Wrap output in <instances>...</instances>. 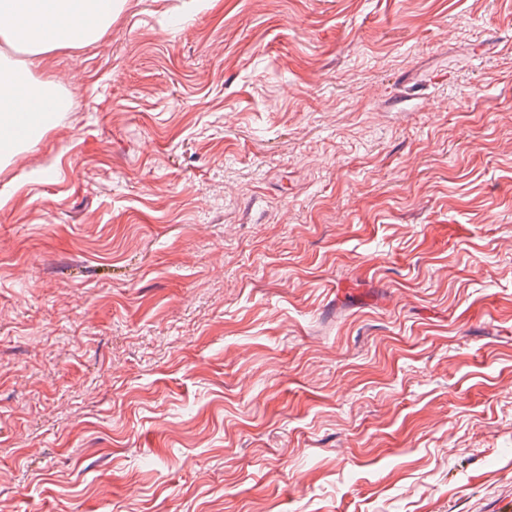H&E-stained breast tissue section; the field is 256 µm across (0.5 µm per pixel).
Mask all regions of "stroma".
<instances>
[{
	"label": "stroma",
	"mask_w": 512,
	"mask_h": 512,
	"mask_svg": "<svg viewBox=\"0 0 512 512\" xmlns=\"http://www.w3.org/2000/svg\"><path fill=\"white\" fill-rule=\"evenodd\" d=\"M0 164V512H512V0H125Z\"/></svg>",
	"instance_id": "obj_1"
}]
</instances>
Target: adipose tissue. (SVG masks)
Listing matches in <instances>:
<instances>
[{
	"label": "adipose tissue",
	"mask_w": 512,
	"mask_h": 512,
	"mask_svg": "<svg viewBox=\"0 0 512 512\" xmlns=\"http://www.w3.org/2000/svg\"><path fill=\"white\" fill-rule=\"evenodd\" d=\"M121 0H0V138L20 122L18 104L50 96L53 81L29 83L25 72L46 53L98 41Z\"/></svg>",
	"instance_id": "obj_1"
}]
</instances>
